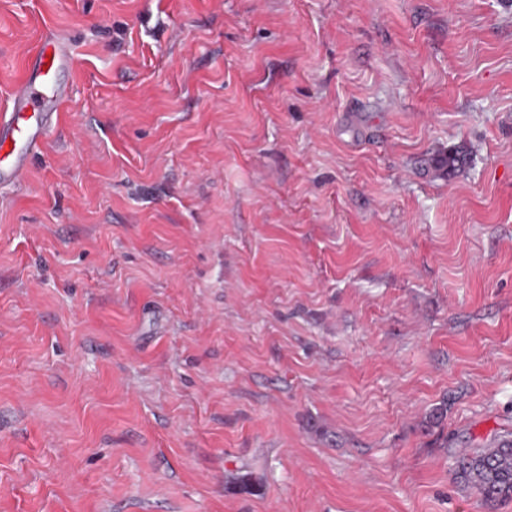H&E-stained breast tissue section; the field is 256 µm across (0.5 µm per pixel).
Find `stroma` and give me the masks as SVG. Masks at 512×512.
Returning <instances> with one entry per match:
<instances>
[{"label": "stroma", "instance_id": "1", "mask_svg": "<svg viewBox=\"0 0 512 512\" xmlns=\"http://www.w3.org/2000/svg\"><path fill=\"white\" fill-rule=\"evenodd\" d=\"M47 32L0 512H485L454 461L512 436V0H0V111Z\"/></svg>", "mask_w": 512, "mask_h": 512}]
</instances>
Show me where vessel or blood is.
<instances>
[{
    "mask_svg": "<svg viewBox=\"0 0 512 512\" xmlns=\"http://www.w3.org/2000/svg\"><path fill=\"white\" fill-rule=\"evenodd\" d=\"M72 58L61 43L43 39L29 53V75L10 94V105L0 112V181H18L27 171L29 158L40 150L48 130L57 122L68 94L57 83L59 70Z\"/></svg>",
    "mask_w": 512,
    "mask_h": 512,
    "instance_id": "1",
    "label": "vessel or blood"
}]
</instances>
